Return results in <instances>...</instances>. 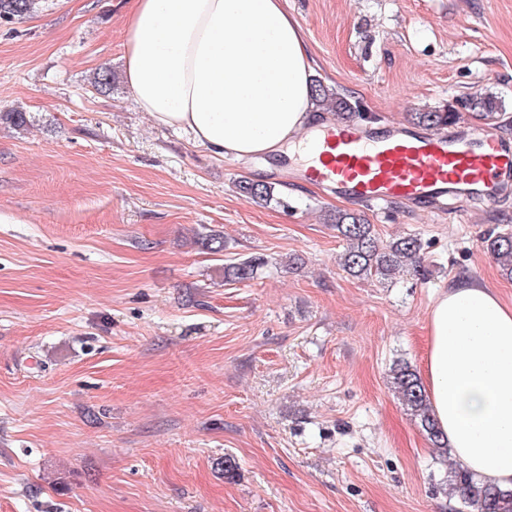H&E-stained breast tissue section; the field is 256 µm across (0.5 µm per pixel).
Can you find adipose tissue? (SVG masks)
Instances as JSON below:
<instances>
[{
	"mask_svg": "<svg viewBox=\"0 0 512 512\" xmlns=\"http://www.w3.org/2000/svg\"><path fill=\"white\" fill-rule=\"evenodd\" d=\"M284 0H135L124 78L160 127L218 157L278 159L324 127ZM425 389L451 457L512 489V305L461 278L428 315Z\"/></svg>",
	"mask_w": 512,
	"mask_h": 512,
	"instance_id": "adipose-tissue-1",
	"label": "adipose tissue"
}]
</instances>
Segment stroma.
<instances>
[{
	"mask_svg": "<svg viewBox=\"0 0 512 512\" xmlns=\"http://www.w3.org/2000/svg\"><path fill=\"white\" fill-rule=\"evenodd\" d=\"M133 6L40 0L0 23V110L31 116L0 126V512H459L390 366L423 371L429 309L453 279L512 304L480 243L512 232V196L381 210L213 156L134 105ZM286 8L314 79L360 112L410 129L412 112L451 104L456 129L512 143V0ZM479 92L502 100L500 119L467 107ZM243 179L274 202L240 194ZM338 210L384 243L420 237L423 274L347 275ZM212 230L222 253L197 244ZM250 255L267 267L225 282L227 260Z\"/></svg>",
	"mask_w": 512,
	"mask_h": 512,
	"instance_id": "stroma-1",
	"label": "stroma"
}]
</instances>
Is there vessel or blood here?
<instances>
[{"mask_svg": "<svg viewBox=\"0 0 512 512\" xmlns=\"http://www.w3.org/2000/svg\"><path fill=\"white\" fill-rule=\"evenodd\" d=\"M305 171L337 195L372 206L429 207L451 195L492 205L512 191V145L490 127L435 135L359 120L323 130Z\"/></svg>", "mask_w": 512, "mask_h": 512, "instance_id": "b4317fda", "label": "vessel or blood"}]
</instances>
